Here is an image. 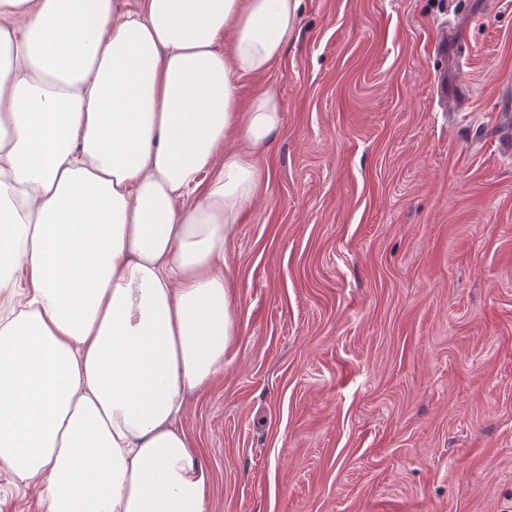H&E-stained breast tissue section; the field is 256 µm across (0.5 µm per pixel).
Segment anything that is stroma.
I'll return each mask as SVG.
<instances>
[{"label": "stroma", "mask_w": 512, "mask_h": 512, "mask_svg": "<svg viewBox=\"0 0 512 512\" xmlns=\"http://www.w3.org/2000/svg\"><path fill=\"white\" fill-rule=\"evenodd\" d=\"M265 87L236 334L183 421L207 512H512V0H301L239 107ZM38 494L0 471V512Z\"/></svg>", "instance_id": "obj_1"}]
</instances>
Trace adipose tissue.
Segmentation results:
<instances>
[{"label":"adipose tissue","mask_w":512,"mask_h":512,"mask_svg":"<svg viewBox=\"0 0 512 512\" xmlns=\"http://www.w3.org/2000/svg\"><path fill=\"white\" fill-rule=\"evenodd\" d=\"M299 0H0V465L45 512H207L181 422L236 334L227 247Z\"/></svg>","instance_id":"ef3b65f1"}]
</instances>
